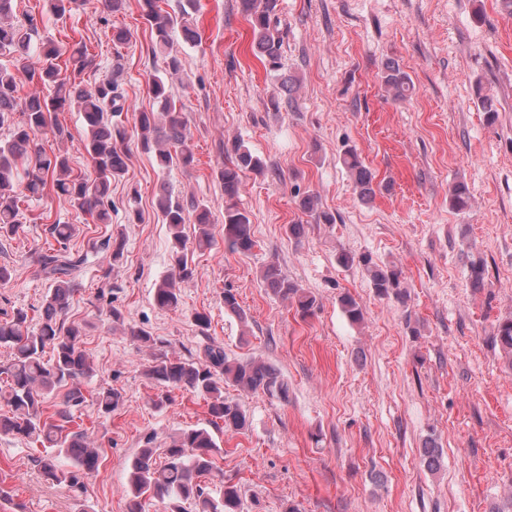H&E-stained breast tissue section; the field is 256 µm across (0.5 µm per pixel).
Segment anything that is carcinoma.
Here are the masks:
<instances>
[{
  "label": "carcinoma",
  "mask_w": 512,
  "mask_h": 512,
  "mask_svg": "<svg viewBox=\"0 0 512 512\" xmlns=\"http://www.w3.org/2000/svg\"><path fill=\"white\" fill-rule=\"evenodd\" d=\"M141 17L151 32V52L164 57L165 71L153 75L148 92L155 108L135 115L138 146L153 154L161 171L173 167L188 169L195 162L193 145L186 134L187 120L173 99L167 75L181 71L182 62L173 50V32L179 29L184 41L193 43L198 34L194 25L191 2L177 14L163 11L158 0H139ZM15 0H0V129L8 130V138L0 144V236L16 235L22 228L24 213L20 203L40 196L52 185L57 196L79 212L92 215L102 224L111 223L112 182L123 177L128 167L129 149L120 117L124 109L117 81L107 76L92 91L85 90L77 78L93 65L94 59L83 46L70 50L69 74H62L58 59L60 46L52 39L31 50L37 20L27 23L12 21ZM278 0H241L242 12L251 27L255 55L272 71L281 69L283 38L277 14ZM30 83V93L18 108L19 77ZM382 81L385 92L398 100L410 89V78L393 61L386 63ZM297 80L285 78L281 92L271 98L275 109L294 102ZM82 112L87 131L84 149L95 176L74 172L66 152L47 153L38 143V135L48 130L61 136L63 129L57 113L71 106ZM22 119L14 120L16 111ZM343 166L352 177L359 197L372 198L383 185L374 183V173L357 152L348 148L341 156ZM246 171L262 175L266 163L242 142L234 146V158L219 173L224 185V244L242 255L252 252L256 241L251 232L249 214L239 208L242 174ZM470 192L459 182L450 189V204L458 210L468 208ZM302 213L318 224H332V214L319 208L318 196L306 193L299 200ZM155 214L168 225L172 240L173 268L154 293L156 306L177 312L181 293L177 284L195 275L193 253L209 249L215 243L214 224L209 207L196 200L183 201L162 189L154 202ZM193 223L194 235L184 228ZM60 248H51L38 256V264L53 288L46 295L38 328L24 310L9 319L0 320V348L9 350L0 362V432L50 449L34 459L35 466L49 480L75 491L85 488L86 479L98 469L100 453L92 446L91 434L77 423L74 410L91 403L101 416L109 417L124 405V396L116 389L101 388L86 394L84 384L95 374V368L83 348L85 327L70 322L67 312L75 289L72 278L84 257L67 251L74 235L73 224H52L48 228ZM372 287L382 297L402 301V271L396 266H380L370 258H362ZM261 283L275 294L291 302L297 313L306 318L318 307L317 298L288 279L277 262L271 261L260 270ZM343 312L350 322L364 320L363 307L351 295L340 296ZM496 342L512 357V317L498 323ZM50 358H45L46 351ZM160 389L154 407L162 409L170 402V390L178 389L203 398L208 407L209 426L189 428L173 437L166 448L149 445L138 450L128 467V501L126 512H146L153 503L163 505L164 512H245L239 487L220 482L218 496L213 497L201 478L212 474L215 456L222 451L219 435L238 433L248 427L243 407L224 397V387L247 392H262L281 401L288 399V384L272 365L257 359L230 358L221 346L204 348V362L159 352L145 371ZM60 409L47 416L50 403Z\"/></svg>",
  "instance_id": "1"
}]
</instances>
